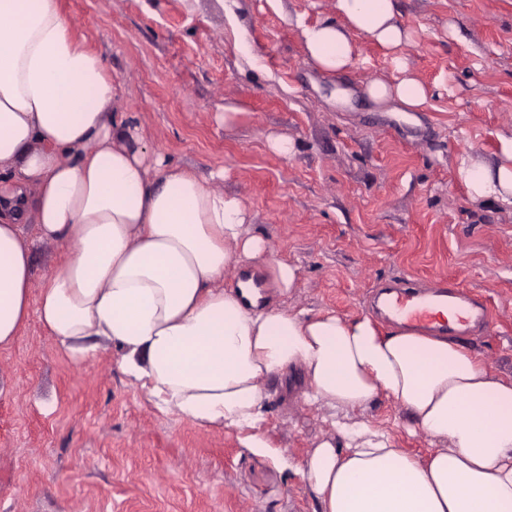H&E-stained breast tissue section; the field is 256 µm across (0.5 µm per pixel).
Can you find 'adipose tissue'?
I'll use <instances>...</instances> for the list:
<instances>
[{
  "mask_svg": "<svg viewBox=\"0 0 512 512\" xmlns=\"http://www.w3.org/2000/svg\"><path fill=\"white\" fill-rule=\"evenodd\" d=\"M336 10L305 31L327 74L352 63L353 33L389 49L409 38L394 0ZM365 93L405 112L426 100L411 76ZM118 96L58 0H0V347L33 317L80 360L116 344L122 372L161 413L248 430L249 448L261 445L268 385L293 374L335 430L300 465L316 512H512V377L450 337L273 306L267 291L294 288L296 267L248 231L240 197L152 152ZM502 154L460 157L473 201L512 206V138ZM28 224L65 253L38 286ZM380 397L435 442L425 462L351 421Z\"/></svg>",
  "mask_w": 512,
  "mask_h": 512,
  "instance_id": "adipose-tissue-1",
  "label": "adipose tissue"
}]
</instances>
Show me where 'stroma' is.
<instances>
[{"label":"stroma","instance_id":"35a3bbf8","mask_svg":"<svg viewBox=\"0 0 512 512\" xmlns=\"http://www.w3.org/2000/svg\"><path fill=\"white\" fill-rule=\"evenodd\" d=\"M59 4L149 148L203 176L223 170L216 189L240 196L251 233L297 266L275 305L356 318L372 315L376 288L442 280L488 313L462 343L512 377V207L472 201L456 170L512 137V0H396L409 40L391 51L356 37L339 77L313 66L303 35L336 18V0ZM395 55L427 90L419 111L363 92L397 78ZM119 358L111 346L74 362L35 319L0 347V512H313L296 465L332 436L325 409L270 384L264 445L246 448L237 430L159 413ZM365 415L426 458L400 406L382 397Z\"/></svg>","mask_w":512,"mask_h":512}]
</instances>
